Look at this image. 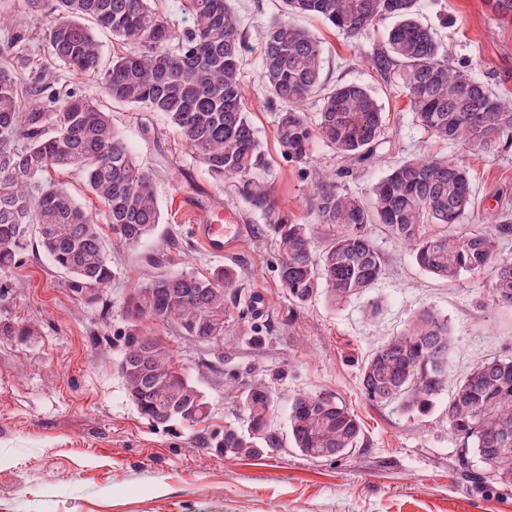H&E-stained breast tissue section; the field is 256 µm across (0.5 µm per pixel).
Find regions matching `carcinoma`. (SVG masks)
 Instances as JSON below:
<instances>
[{
	"label": "carcinoma",
	"instance_id": "cac0c4a2",
	"mask_svg": "<svg viewBox=\"0 0 512 512\" xmlns=\"http://www.w3.org/2000/svg\"><path fill=\"white\" fill-rule=\"evenodd\" d=\"M194 24L177 30L149 0H22L24 16H39L32 36L22 19L0 39V269L17 263L30 228L37 245L66 276V287L94 303L114 275L100 223L137 250L162 223L154 177L135 160L99 101L68 78L88 77L112 101L166 114L211 178L233 179L242 193L265 201L258 173L268 166L246 110L241 70L243 35L229 0H185ZM261 43L260 79L277 105V136L288 159L304 163L320 138L344 159L364 160L385 133L382 108L356 83L327 86L323 47L289 16H318L350 38L392 20L386 49L373 66L403 86L417 122L438 139L491 153L512 146V108L484 83L450 65L434 30L421 22L416 0H282ZM512 23V0H487ZM129 46L104 59L97 32ZM319 98L314 120L305 102ZM75 169L103 210L83 208L51 173ZM314 206L334 228L316 254L310 228L286 218L270 225L279 242V274L296 306L322 296L336 306L366 293L379 279L382 257L367 233L381 224L411 247L416 263L446 280L493 268L492 293L512 305V260H497L498 224H466L450 234L429 224L461 223L472 204L471 177L444 157L422 156L391 167L365 201L336 177L315 171ZM237 274L218 268L209 277L158 273L134 288L117 333V371L142 418L157 428L193 430L192 443L224 458L270 456L283 435L272 414L275 394L263 379L232 385L245 416L239 428L209 435L196 426L208 416L204 392L174 364L155 325L176 326L188 339L224 337V295ZM448 321L433 310L381 344L361 369V386L376 403L425 408L448 382ZM448 433L458 441L461 467L472 482L512 486V359L493 358L459 382L447 409ZM288 439L301 454L334 462L362 439L356 416L334 395L298 393L288 402Z\"/></svg>",
	"mask_w": 512,
	"mask_h": 512
}]
</instances>
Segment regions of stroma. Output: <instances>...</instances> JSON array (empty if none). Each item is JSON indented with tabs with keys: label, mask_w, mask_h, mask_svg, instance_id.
Returning a JSON list of instances; mask_svg holds the SVG:
<instances>
[{
	"label": "stroma",
	"mask_w": 512,
	"mask_h": 512,
	"mask_svg": "<svg viewBox=\"0 0 512 512\" xmlns=\"http://www.w3.org/2000/svg\"><path fill=\"white\" fill-rule=\"evenodd\" d=\"M247 48L242 88L249 118L269 162V189L260 205L235 181H214L196 163L179 132L160 112L107 103L112 123L138 164L152 172L164 222L138 251L107 238L115 275L96 303L65 286L48 256L28 244L16 265L0 272L9 286L0 324L36 323L26 342L0 335V512H512V488L477 490L458 467V446L447 429L453 387L482 361L512 357V307L495 302L491 272L440 279L419 267L411 250L383 225H368L383 258L382 275L364 295L331 306L324 298L291 305L278 275V217L311 227L315 248L332 229L314 211L313 170L333 172L348 192L366 198L395 163L419 155L456 161L470 172L475 206L469 224L512 213V148L486 153L438 140L415 120L405 91L375 70L387 21L349 38L323 19L294 16L323 47L328 84L353 82L371 90L386 116L385 135L367 159L344 160L314 141L306 163L288 161L276 139V108L259 80L258 32L282 9L280 0H232ZM419 17L448 46L450 60L489 85L512 106V25L484 0H418ZM198 194L238 212L246 234L227 254L209 251L193 227L203 215L182 199ZM235 269L227 296L224 359L209 342L158 333L209 402L207 427L237 424L242 412L224 382L265 379L279 400L273 420L288 426L286 407L297 393H329L360 421L359 449L337 462L302 455L291 446L259 459L227 460L192 447L188 433L153 427L129 400L117 372L129 292L154 273L209 275ZM260 298L252 308L251 298ZM448 320L447 387L429 409L369 401L360 384L366 359L405 331L421 310Z\"/></svg>",
	"instance_id": "35a3bbf8"
}]
</instances>
